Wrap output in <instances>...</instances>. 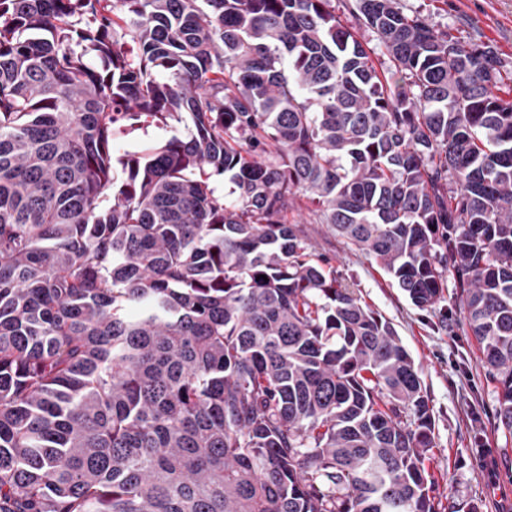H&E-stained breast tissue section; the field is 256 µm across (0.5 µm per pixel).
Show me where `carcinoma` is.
<instances>
[{
	"label": "carcinoma",
	"instance_id": "cac0c4a2",
	"mask_svg": "<svg viewBox=\"0 0 512 512\" xmlns=\"http://www.w3.org/2000/svg\"><path fill=\"white\" fill-rule=\"evenodd\" d=\"M345 8L0 0V512H436L418 369L302 196L416 307L453 281L512 436V76Z\"/></svg>",
	"mask_w": 512,
	"mask_h": 512
}]
</instances>
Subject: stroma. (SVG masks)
I'll return each mask as SVG.
<instances>
[{
    "mask_svg": "<svg viewBox=\"0 0 512 512\" xmlns=\"http://www.w3.org/2000/svg\"><path fill=\"white\" fill-rule=\"evenodd\" d=\"M458 37L492 45L512 69V0H400ZM288 221L314 255L328 259L342 285L391 323L411 354L434 418L424 462L439 512H512V438L497 429L495 384L465 325L454 288L419 309L376 263L322 224L307 201Z\"/></svg>",
    "mask_w": 512,
    "mask_h": 512,
    "instance_id": "35a3bbf8",
    "label": "stroma"
}]
</instances>
